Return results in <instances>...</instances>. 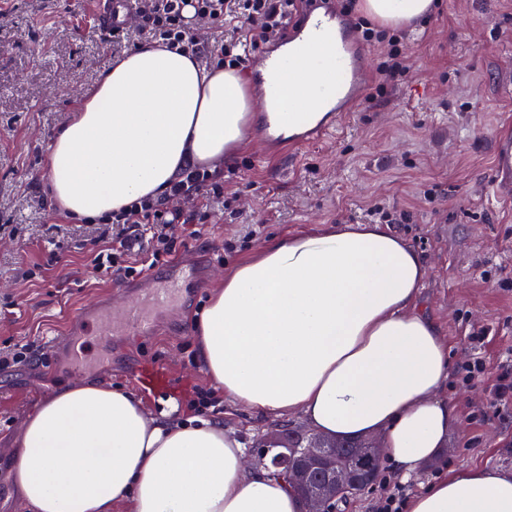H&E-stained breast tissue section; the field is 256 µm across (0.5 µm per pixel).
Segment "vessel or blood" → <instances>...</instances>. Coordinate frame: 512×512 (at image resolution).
I'll list each match as a JSON object with an SVG mask.
<instances>
[{
  "label": "vessel or blood",
  "mask_w": 512,
  "mask_h": 512,
  "mask_svg": "<svg viewBox=\"0 0 512 512\" xmlns=\"http://www.w3.org/2000/svg\"><path fill=\"white\" fill-rule=\"evenodd\" d=\"M300 56L306 57L311 65L326 69L330 77L307 89V97L315 104L313 111L294 117L284 112L282 104L291 92L289 78L294 61ZM367 56L360 33L336 0H307L289 22L285 36L274 47L251 58L249 74L265 105L259 124L266 153L279 155L333 135L341 114L353 111L372 82ZM201 268L202 263L196 258L173 267L150 289L146 306L125 309L129 328L138 333L148 329V307L168 306L176 293L201 281ZM76 321L80 335L106 342L108 323L102 309L81 311ZM134 380L148 394L174 388L171 376L160 367H138Z\"/></svg>",
  "instance_id": "1"
}]
</instances>
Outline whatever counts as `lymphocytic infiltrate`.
Masks as SVG:
<instances>
[{
	"label": "lymphocytic infiltrate",
	"mask_w": 512,
	"mask_h": 512,
	"mask_svg": "<svg viewBox=\"0 0 512 512\" xmlns=\"http://www.w3.org/2000/svg\"><path fill=\"white\" fill-rule=\"evenodd\" d=\"M344 13L352 15L353 24L364 41L383 42L387 50L378 66L376 95H384L388 87L395 85L406 72V47L402 38L375 29L363 19L354 17L355 0H340ZM132 13L138 29L151 41L168 49H178L192 56L209 54L216 67L236 70L245 67L247 56L236 52L234 44H222L209 51L198 42L194 27L204 24L223 28L226 19L233 18L246 27L245 42L254 48L265 47L282 37L288 18L300 6V0H131ZM170 196L193 197L200 200L218 198L224 194V183L204 167H190L170 188ZM195 215L168 208L159 200L146 199L131 209L103 216L106 224L120 225L118 243L100 246L94 257L98 271L116 273L124 279L141 275L135 253L147 249L150 263L167 265L176 248L169 243L163 231L168 224L190 225V238H197L194 230Z\"/></svg>",
	"instance_id": "lymphocytic-infiltrate-1"
}]
</instances>
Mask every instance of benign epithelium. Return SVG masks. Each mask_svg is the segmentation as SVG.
<instances>
[{"label": "benign epithelium", "mask_w": 512, "mask_h": 512, "mask_svg": "<svg viewBox=\"0 0 512 512\" xmlns=\"http://www.w3.org/2000/svg\"><path fill=\"white\" fill-rule=\"evenodd\" d=\"M342 443L314 435L296 437L288 455L273 461L305 505V512H335L336 501L376 486L384 458L381 441L366 438L347 454Z\"/></svg>", "instance_id": "obj_1"}]
</instances>
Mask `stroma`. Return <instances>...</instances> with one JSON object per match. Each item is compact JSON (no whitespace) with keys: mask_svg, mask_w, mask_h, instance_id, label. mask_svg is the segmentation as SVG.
Wrapping results in <instances>:
<instances>
[{"mask_svg":"<svg viewBox=\"0 0 512 512\" xmlns=\"http://www.w3.org/2000/svg\"><path fill=\"white\" fill-rule=\"evenodd\" d=\"M95 0H0V512H32L11 475L19 429L47 396L77 380L134 393L153 416L193 415L199 391L212 389L198 354L195 318L224 276L273 237L332 224H371L373 207L400 216L391 232L424 258L420 308L440 329L452 368L471 356L496 366L512 356V195L496 186L498 137L512 130V0H436L435 10L405 28L408 73L382 99L363 98L333 138L290 157L266 156L251 125L247 142L225 161V197L211 200L201 236L182 247L184 225L165 228L176 258L201 257L207 283L184 289L154 310L140 336L116 326L99 348L73 361L67 329L77 312L118 283L96 270L98 237L112 227L76 221L46 193V156L56 130L116 58L141 39L128 20L126 42L103 40ZM489 332L484 347L464 338ZM32 363L8 365L19 346ZM170 368L184 389L138 391L135 368ZM458 411L433 466L404 481L418 492L441 472L512 468V406L493 412L488 381L449 380ZM208 417L246 444L260 445L274 419L222 400Z\"/></svg>","mask_w":512,"mask_h":512,"instance_id":"35a3bbf8","label":"stroma"}]
</instances>
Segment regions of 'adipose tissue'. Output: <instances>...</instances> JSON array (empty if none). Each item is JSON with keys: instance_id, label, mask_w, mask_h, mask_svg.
Listing matches in <instances>:
<instances>
[{"instance_id": "ef3b65f1", "label": "adipose tissue", "mask_w": 512, "mask_h": 512, "mask_svg": "<svg viewBox=\"0 0 512 512\" xmlns=\"http://www.w3.org/2000/svg\"><path fill=\"white\" fill-rule=\"evenodd\" d=\"M433 0H364L398 26ZM241 75L146 43L125 53L48 151L49 198L94 219L163 197L186 165L214 168L249 136ZM426 267L379 224L270 239L225 275L197 322L199 355L237 407L297 415L318 435L377 432L392 470L418 474L457 418L439 398L448 348L418 309ZM14 479L33 512H303L222 422L150 416L130 393L75 382L23 423ZM407 512H512V471H450Z\"/></svg>"}]
</instances>
